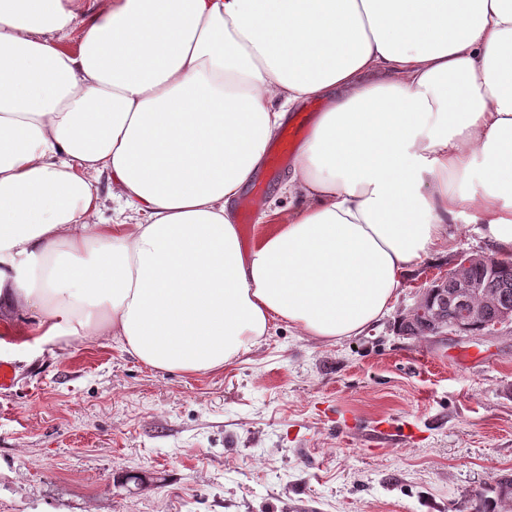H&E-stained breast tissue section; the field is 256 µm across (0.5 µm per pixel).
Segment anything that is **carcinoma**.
I'll return each mask as SVG.
<instances>
[{
  "instance_id": "cac0c4a2",
  "label": "carcinoma",
  "mask_w": 512,
  "mask_h": 512,
  "mask_svg": "<svg viewBox=\"0 0 512 512\" xmlns=\"http://www.w3.org/2000/svg\"><path fill=\"white\" fill-rule=\"evenodd\" d=\"M469 279L478 286V292L469 301L460 303L453 280L448 286H439L431 296L432 307L439 311L443 325L453 328L468 320L473 331H483L482 325L498 317L501 309L512 308V258H501L493 267L482 263L468 269Z\"/></svg>"
}]
</instances>
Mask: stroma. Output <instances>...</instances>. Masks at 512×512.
Wrapping results in <instances>:
<instances>
[{
	"mask_svg": "<svg viewBox=\"0 0 512 512\" xmlns=\"http://www.w3.org/2000/svg\"><path fill=\"white\" fill-rule=\"evenodd\" d=\"M401 283L393 310L332 343L285 324L222 369H152L106 339L20 352L0 322V512H474L512 475V325L470 339L397 325L462 255Z\"/></svg>",
	"mask_w": 512,
	"mask_h": 512,
	"instance_id": "obj_1",
	"label": "stroma"
}]
</instances>
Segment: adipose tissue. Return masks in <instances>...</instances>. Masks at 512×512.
I'll return each instance as SVG.
<instances>
[{
	"label": "adipose tissue",
	"instance_id": "1",
	"mask_svg": "<svg viewBox=\"0 0 512 512\" xmlns=\"http://www.w3.org/2000/svg\"><path fill=\"white\" fill-rule=\"evenodd\" d=\"M80 12L0 0V319L31 314V347L108 336L207 373L280 323L361 335L461 213L512 256V0ZM77 21V51L59 47ZM311 98L328 106L285 181L302 202L243 251L230 203Z\"/></svg>",
	"mask_w": 512,
	"mask_h": 512
}]
</instances>
